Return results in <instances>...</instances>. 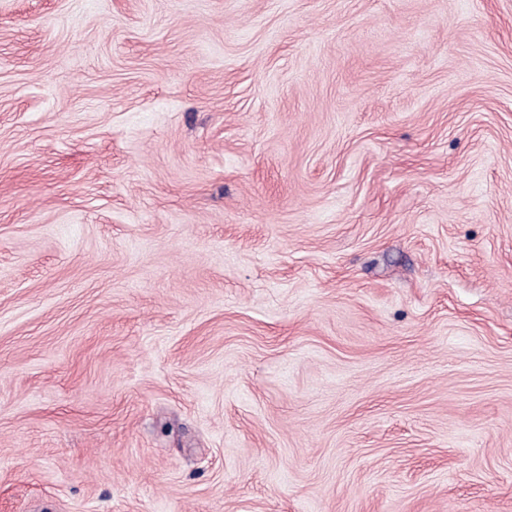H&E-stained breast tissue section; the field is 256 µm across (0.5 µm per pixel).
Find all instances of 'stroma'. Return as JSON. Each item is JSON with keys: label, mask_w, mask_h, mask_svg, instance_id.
I'll use <instances>...</instances> for the list:
<instances>
[{"label": "stroma", "mask_w": 512, "mask_h": 512, "mask_svg": "<svg viewBox=\"0 0 512 512\" xmlns=\"http://www.w3.org/2000/svg\"><path fill=\"white\" fill-rule=\"evenodd\" d=\"M0 512H512V0H0Z\"/></svg>", "instance_id": "obj_1"}]
</instances>
